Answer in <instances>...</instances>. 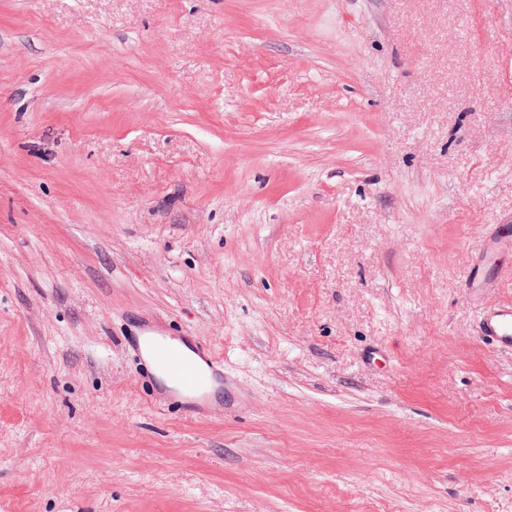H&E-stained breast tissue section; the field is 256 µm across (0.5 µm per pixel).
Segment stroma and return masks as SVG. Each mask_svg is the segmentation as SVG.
Returning a JSON list of instances; mask_svg holds the SVG:
<instances>
[{
	"label": "stroma",
	"instance_id": "1",
	"mask_svg": "<svg viewBox=\"0 0 512 512\" xmlns=\"http://www.w3.org/2000/svg\"><path fill=\"white\" fill-rule=\"evenodd\" d=\"M497 224L512 0H0V512H512ZM510 255L512 256V235L495 230L485 237L480 260L467 281L466 288L472 299H480L489 288H495L505 271L512 276ZM479 328L484 340L499 348L512 349V301L483 307ZM132 345L142 352L143 345L154 346L157 364L165 370L175 383L169 390L158 385L155 401L165 407L172 401L184 405L185 412L209 413L221 406L224 392V360L211 347L196 346L198 357L187 356L178 343L158 336L154 327L143 324L139 336L131 338Z\"/></svg>",
	"mask_w": 512,
	"mask_h": 512
}]
</instances>
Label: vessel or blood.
<instances>
[{
    "label": "vessel or blood",
    "mask_w": 512,
    "mask_h": 512,
    "mask_svg": "<svg viewBox=\"0 0 512 512\" xmlns=\"http://www.w3.org/2000/svg\"><path fill=\"white\" fill-rule=\"evenodd\" d=\"M512 274V235L501 230L489 233L481 257L467 281L472 299L495 287L503 273ZM479 328L481 337L489 343L512 349V301L483 308ZM135 348L153 347L157 364L175 383L174 389L157 387L155 400L165 406L177 401L185 411L209 413L221 405L224 388V360L208 346H197L194 356H187L178 343L157 335L151 324H144L140 335L132 337Z\"/></svg>",
    "instance_id": "obj_1"
}]
</instances>
